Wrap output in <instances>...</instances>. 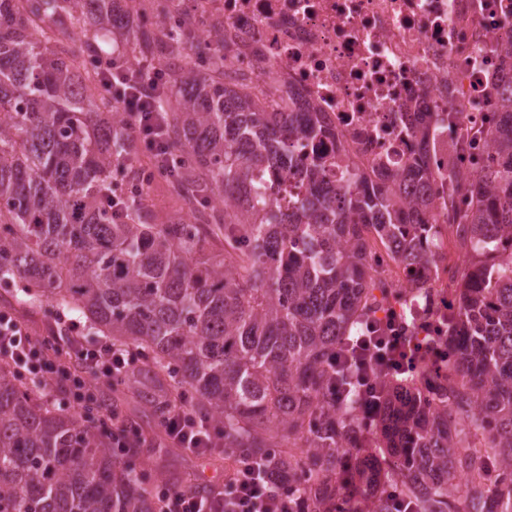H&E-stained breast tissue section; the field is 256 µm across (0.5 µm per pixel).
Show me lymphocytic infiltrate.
<instances>
[{
    "label": "lymphocytic infiltrate",
    "mask_w": 512,
    "mask_h": 512,
    "mask_svg": "<svg viewBox=\"0 0 512 512\" xmlns=\"http://www.w3.org/2000/svg\"><path fill=\"white\" fill-rule=\"evenodd\" d=\"M99 76L108 86L124 84L115 101L132 117L131 137L150 155L165 157L169 150L164 135L167 114L156 107L157 99L169 90L165 73L140 76L137 67L116 53L105 58ZM59 325L65 344L61 355L49 352L42 337L33 334L11 311L0 309V360L9 362L19 377L36 382L42 391H62V406L104 438L115 458H123L135 448L156 446L180 448L195 455L223 448L213 424L189 408L172 409L160 435L154 436L128 425L123 409L102 407L99 387L136 369L139 352L113 346L103 338L85 340L76 320L63 319ZM346 349L343 366L354 370L358 384L367 392L363 412L368 417L376 410L368 395L370 389L395 382L429 359L428 349L415 342L411 325L396 311L386 316L380 333L358 337L348 342ZM156 502L158 512H295L297 507L288 495L287 474L247 456L241 457L231 480L207 495L185 494L164 484L156 493Z\"/></svg>",
    "instance_id": "f902f5d3"
}]
</instances>
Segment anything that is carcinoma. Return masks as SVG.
Instances as JSON below:
<instances>
[{
    "label": "carcinoma",
    "mask_w": 512,
    "mask_h": 512,
    "mask_svg": "<svg viewBox=\"0 0 512 512\" xmlns=\"http://www.w3.org/2000/svg\"><path fill=\"white\" fill-rule=\"evenodd\" d=\"M173 12L182 23L145 29L116 0H0V282L22 283L6 307L76 312L142 352L103 402L130 395V421L158 427L191 393L224 458L286 469L302 512H356L384 470L413 512H512V90L478 126L448 115L446 173L427 162L431 112L395 117L418 148L401 166L342 140L307 163L302 142L328 132L323 113L298 99L268 111L258 84L225 69L224 31L199 43L183 0H163L158 17ZM111 33L175 89V107L158 100L174 189L196 214L224 193V215L160 222L145 190L116 189L140 148L93 78ZM495 49L512 58V13ZM445 234L470 255L452 269L456 307L439 317L448 354L418 384L380 394L386 453L362 454L360 391L336 359L380 326L389 300L418 307ZM382 251L405 284L381 275ZM142 453L116 462L0 363V512H156Z\"/></svg>",
    "instance_id": "carcinoma-1"
}]
</instances>
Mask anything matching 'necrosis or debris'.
Returning a JSON list of instances; mask_svg holds the SVG:
<instances>
[{"mask_svg":"<svg viewBox=\"0 0 512 512\" xmlns=\"http://www.w3.org/2000/svg\"><path fill=\"white\" fill-rule=\"evenodd\" d=\"M508 0H194L222 26L229 71L274 70L273 99L297 94L323 112L329 132L309 154L345 138L361 154L398 161L414 151L392 117L457 113L464 125L492 111L490 75L512 67L490 43Z\"/></svg>","mask_w":512,"mask_h":512,"instance_id":"4bbe7bcc","label":"necrosis or debris"}]
</instances>
